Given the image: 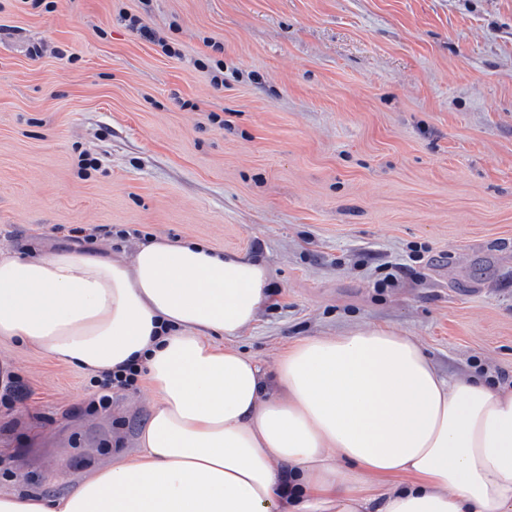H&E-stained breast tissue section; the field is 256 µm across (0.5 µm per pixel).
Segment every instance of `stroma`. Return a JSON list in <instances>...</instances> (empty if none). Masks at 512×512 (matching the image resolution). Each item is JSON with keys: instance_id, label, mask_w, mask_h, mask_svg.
<instances>
[{"instance_id": "stroma-1", "label": "stroma", "mask_w": 512, "mask_h": 512, "mask_svg": "<svg viewBox=\"0 0 512 512\" xmlns=\"http://www.w3.org/2000/svg\"><path fill=\"white\" fill-rule=\"evenodd\" d=\"M73 228L263 258L232 343L264 366L387 325L442 375L512 378V0H0V249ZM4 369L0 491L136 450L144 391L91 409L95 375L1 340Z\"/></svg>"}]
</instances>
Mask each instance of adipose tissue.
<instances>
[{
  "label": "adipose tissue",
  "instance_id": "adipose-tissue-1",
  "mask_svg": "<svg viewBox=\"0 0 512 512\" xmlns=\"http://www.w3.org/2000/svg\"><path fill=\"white\" fill-rule=\"evenodd\" d=\"M269 283L264 261L197 240L0 249V340L132 368L151 401L134 453L64 497L0 492V512H512V384L443 378L388 326L299 338L266 368L226 340Z\"/></svg>",
  "mask_w": 512,
  "mask_h": 512
}]
</instances>
